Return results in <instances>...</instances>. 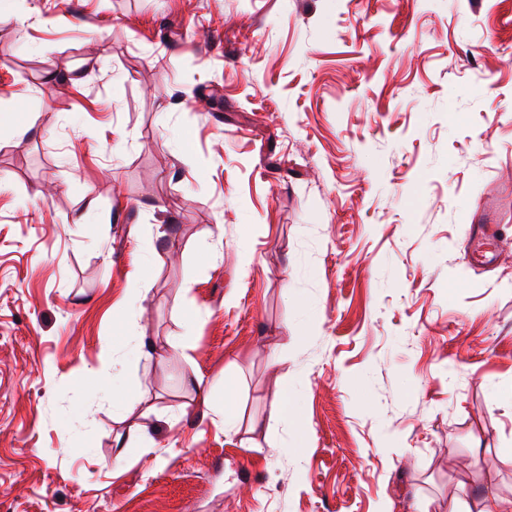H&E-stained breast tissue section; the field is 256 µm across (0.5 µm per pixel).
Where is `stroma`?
<instances>
[{
    "instance_id": "35a3bbf8",
    "label": "stroma",
    "mask_w": 512,
    "mask_h": 512,
    "mask_svg": "<svg viewBox=\"0 0 512 512\" xmlns=\"http://www.w3.org/2000/svg\"><path fill=\"white\" fill-rule=\"evenodd\" d=\"M466 463L512 498V0H0V512H448ZM494 229L490 227L475 228L471 227L468 231L469 241L473 249V256L478 262L492 263L494 261L493 239ZM238 383L232 373L224 371V432L231 434L237 431L238 425Z\"/></svg>"
}]
</instances>
